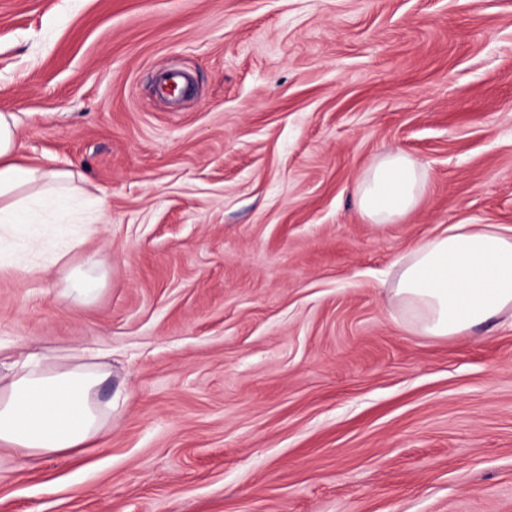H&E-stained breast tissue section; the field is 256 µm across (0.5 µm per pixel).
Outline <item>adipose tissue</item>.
Segmentation results:
<instances>
[{
  "mask_svg": "<svg viewBox=\"0 0 512 512\" xmlns=\"http://www.w3.org/2000/svg\"><path fill=\"white\" fill-rule=\"evenodd\" d=\"M19 140L16 115L0 112V233L31 253L46 237L38 210L66 204L79 187L73 173L20 161ZM426 179L420 162L389 151L360 179L358 209L371 223H395L416 208ZM396 265L393 297L427 335L459 336L512 312V227L453 224ZM103 379L82 363L46 369L36 358L0 375V445L26 456L85 447L111 413L97 399Z\"/></svg>",
  "mask_w": 512,
  "mask_h": 512,
  "instance_id": "ef3b65f1",
  "label": "adipose tissue"
}]
</instances>
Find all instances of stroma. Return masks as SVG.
<instances>
[{"label": "stroma", "mask_w": 512, "mask_h": 512, "mask_svg": "<svg viewBox=\"0 0 512 512\" xmlns=\"http://www.w3.org/2000/svg\"><path fill=\"white\" fill-rule=\"evenodd\" d=\"M0 112L110 217L51 212L32 272L0 243V370L81 351L112 406L0 445V512H512V317L428 336L392 300L418 242L512 225V0H0ZM390 149L427 185L372 224ZM423 165L399 149L378 158L356 188L359 211L373 224H392L411 213L425 188ZM99 280L87 274H77L73 288H69L66 299H72L76 303L88 302L95 296L100 288Z\"/></svg>", "instance_id": "stroma-1"}]
</instances>
